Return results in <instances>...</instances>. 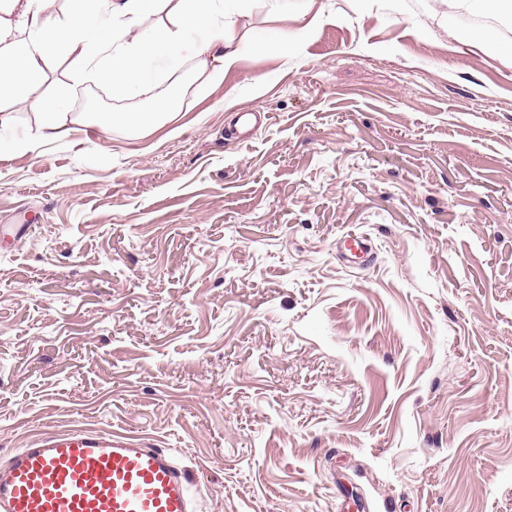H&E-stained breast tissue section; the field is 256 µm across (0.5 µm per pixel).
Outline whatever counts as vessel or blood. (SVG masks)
Segmentation results:
<instances>
[{"label": "vessel or blood", "instance_id": "vessel-or-blood-1", "mask_svg": "<svg viewBox=\"0 0 512 512\" xmlns=\"http://www.w3.org/2000/svg\"><path fill=\"white\" fill-rule=\"evenodd\" d=\"M174 454L100 428L44 432L0 464V512H193Z\"/></svg>", "mask_w": 512, "mask_h": 512}]
</instances>
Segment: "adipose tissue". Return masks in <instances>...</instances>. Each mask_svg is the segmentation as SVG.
<instances>
[{"label":"adipose tissue","instance_id":"obj_1","mask_svg":"<svg viewBox=\"0 0 512 512\" xmlns=\"http://www.w3.org/2000/svg\"><path fill=\"white\" fill-rule=\"evenodd\" d=\"M88 10L64 17L48 0H0V100L43 111L47 130L55 113L35 96L53 53L71 60L76 74L90 75L130 96L152 91L163 74L177 73L186 56L197 59L213 81L238 62L243 46L228 36L237 16L257 7L276 10L282 0H91ZM165 20L151 35L148 14Z\"/></svg>","mask_w":512,"mask_h":512}]
</instances>
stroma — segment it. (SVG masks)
<instances>
[{
  "mask_svg": "<svg viewBox=\"0 0 512 512\" xmlns=\"http://www.w3.org/2000/svg\"><path fill=\"white\" fill-rule=\"evenodd\" d=\"M234 34L222 82L189 56L150 98L53 56L52 138L0 102V225L35 218L0 252V463L99 427L174 449L197 512H512V57L444 0ZM173 90L159 129L82 121Z\"/></svg>",
  "mask_w": 512,
  "mask_h": 512,
  "instance_id": "1",
  "label": "stroma"
}]
</instances>
